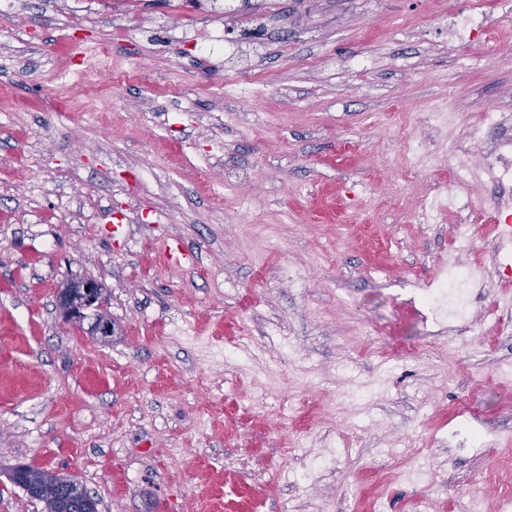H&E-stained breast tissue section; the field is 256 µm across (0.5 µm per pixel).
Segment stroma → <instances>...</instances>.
I'll return each mask as SVG.
<instances>
[{
  "mask_svg": "<svg viewBox=\"0 0 512 512\" xmlns=\"http://www.w3.org/2000/svg\"><path fill=\"white\" fill-rule=\"evenodd\" d=\"M251 2L0 13V512H45L10 481L20 464L98 512H499L480 480L497 451L475 442L512 437L492 224L458 256L484 281L461 334L419 304L452 216L414 224L387 200L447 185L464 127L512 107V12L484 0L490 37L455 43L473 0ZM218 35L238 50L205 52ZM107 41L81 92L80 52ZM52 93L72 120L47 114ZM432 103L455 124H415ZM409 143L428 154L413 178ZM172 239L194 267L162 261ZM84 279L109 340L59 314Z\"/></svg>",
  "mask_w": 512,
  "mask_h": 512,
  "instance_id": "1",
  "label": "stroma"
}]
</instances>
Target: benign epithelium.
<instances>
[{"label":"benign epithelium","instance_id":"1","mask_svg":"<svg viewBox=\"0 0 512 512\" xmlns=\"http://www.w3.org/2000/svg\"><path fill=\"white\" fill-rule=\"evenodd\" d=\"M57 302L61 318L73 326H82L88 317H93L88 330L103 338L112 335V321L106 315L102 288L93 280L70 283L57 292ZM17 482L26 486L29 495L36 498L50 496L57 499V512H68L80 503L89 509V501L84 488L74 480H64L55 471L42 469L35 472L27 465H17L13 469Z\"/></svg>","mask_w":512,"mask_h":512}]
</instances>
